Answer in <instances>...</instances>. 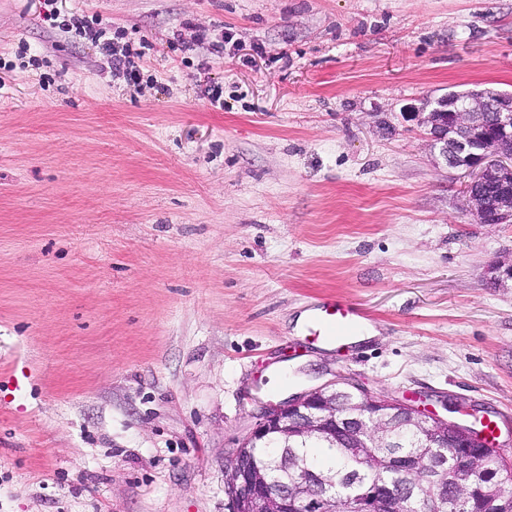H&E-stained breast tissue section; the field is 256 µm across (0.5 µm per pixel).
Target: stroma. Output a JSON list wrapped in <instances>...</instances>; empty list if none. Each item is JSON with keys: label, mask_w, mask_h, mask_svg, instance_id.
I'll list each match as a JSON object with an SVG mask.
<instances>
[{"label": "stroma", "mask_w": 512, "mask_h": 512, "mask_svg": "<svg viewBox=\"0 0 512 512\" xmlns=\"http://www.w3.org/2000/svg\"><path fill=\"white\" fill-rule=\"evenodd\" d=\"M56 9L0 0V512H229L262 409L334 380L465 402L512 456V224L403 118L512 91V0ZM74 16L152 43L138 84ZM329 297L378 336L306 344Z\"/></svg>", "instance_id": "35a3bbf8"}]
</instances>
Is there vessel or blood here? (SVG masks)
I'll list each match as a JSON object with an SVG mask.
<instances>
[{
  "mask_svg": "<svg viewBox=\"0 0 512 512\" xmlns=\"http://www.w3.org/2000/svg\"><path fill=\"white\" fill-rule=\"evenodd\" d=\"M367 316L358 306L336 299H327L311 306L303 333L312 344L343 347L345 342L360 335Z\"/></svg>",
  "mask_w": 512,
  "mask_h": 512,
  "instance_id": "vessel-or-blood-1",
  "label": "vessel or blood"
}]
</instances>
